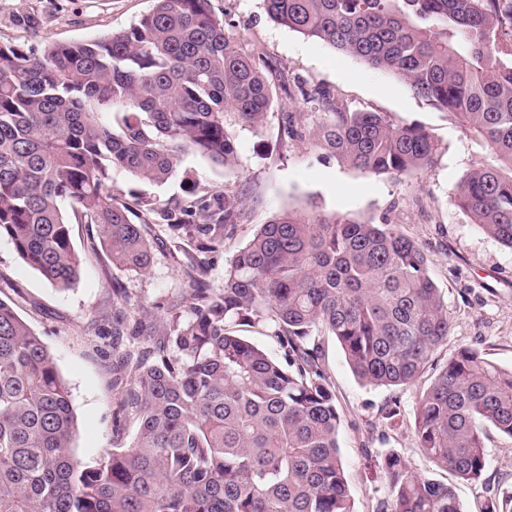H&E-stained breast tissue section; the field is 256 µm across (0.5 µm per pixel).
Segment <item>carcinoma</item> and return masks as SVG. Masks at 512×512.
<instances>
[{"label":"carcinoma","mask_w":512,"mask_h":512,"mask_svg":"<svg viewBox=\"0 0 512 512\" xmlns=\"http://www.w3.org/2000/svg\"><path fill=\"white\" fill-rule=\"evenodd\" d=\"M273 21L383 70L452 114L483 146L453 204L512 249V0H263ZM312 142L374 175L422 173L437 145L421 127L349 112L320 88ZM273 103L262 59L224 33L211 0H154L124 31L38 49L0 42V236L52 286L80 275L71 225L93 224L112 266L144 274L165 222L189 314L145 309L119 356L116 433L128 446L83 462L70 395L47 347L0 298V512H354L321 333L372 386L412 384L447 341L448 312L421 247L392 224L284 212L262 225L216 287L211 254L245 201L112 194V169L162 183L191 149L234 163L229 122L257 128ZM109 113L115 124L99 115ZM280 359L234 333L257 323ZM512 438V370L465 346L419 397L429 462L484 481L485 434ZM377 512H463L454 490L394 451ZM481 512H512V494Z\"/></svg>","instance_id":"obj_1"}]
</instances>
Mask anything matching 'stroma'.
Wrapping results in <instances>:
<instances>
[{
	"label": "stroma",
	"mask_w": 512,
	"mask_h": 512,
	"mask_svg": "<svg viewBox=\"0 0 512 512\" xmlns=\"http://www.w3.org/2000/svg\"><path fill=\"white\" fill-rule=\"evenodd\" d=\"M224 19L225 33L245 50L260 53L276 86L264 123L233 129L236 161L217 167L185 151L175 173L162 184H146L127 171H112L117 199L133 206L143 194L163 203L183 201L189 188L221 192L247 201L244 219L224 234L214 253L212 284L262 224L283 211L334 214L366 224H393L415 240L427 258L429 274L448 311L451 332L424 372L407 386H371L359 380L339 344L325 338L329 381L340 413L338 442L354 512H376L388 486L379 466L388 451L400 454L419 473L451 486L464 512H478L486 497L512 492V438L488 429L485 480L475 484L441 470L422 454L414 435L418 398L436 371L463 346L480 348L495 365L512 369V249L485 234L451 203L463 176L485 160L482 146L449 118L416 96L396 76L341 54L272 21L263 0H211ZM153 7V0H0V42H25L18 20L39 19L36 41L45 46L85 42L127 29ZM322 88L346 110L380 112L399 125H417L438 146L435 163L413 176L372 175L357 170L314 145L288 139L295 120L309 129L321 110L296 95L297 87ZM195 186H188L187 177ZM72 242L83 264L78 281L59 290L27 265L7 238H0V298L53 355L66 383L76 419L74 451L89 460L128 445L135 431L116 434L119 388L112 371V286L126 293V315L141 309L185 304L187 281L157 249L146 274L113 268L91 224L72 227Z\"/></svg>",
	"instance_id": "1"
}]
</instances>
